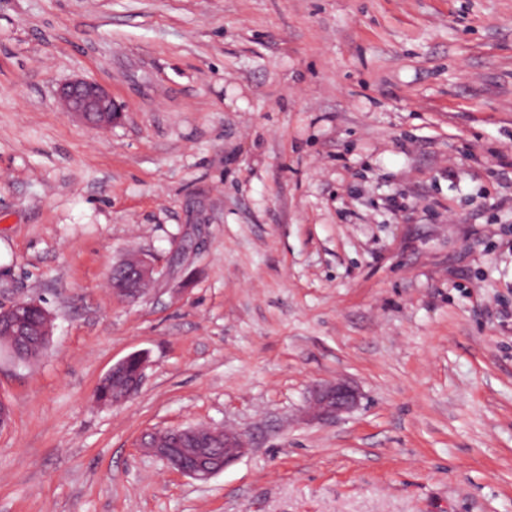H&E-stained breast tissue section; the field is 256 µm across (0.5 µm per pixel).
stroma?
<instances>
[{
    "instance_id": "stroma-1",
    "label": "stroma",
    "mask_w": 512,
    "mask_h": 512,
    "mask_svg": "<svg viewBox=\"0 0 512 512\" xmlns=\"http://www.w3.org/2000/svg\"><path fill=\"white\" fill-rule=\"evenodd\" d=\"M130 254L161 276L123 300ZM20 300L53 330L0 353V512H512V0H0ZM199 424L252 447L202 483L138 446ZM59 97L71 116L91 127H110L122 112L109 91L83 78L63 85ZM148 356L143 353H133L112 365L100 383L98 390L112 389V398L100 399L96 394V401L104 405H118L132 396L141 388L145 380V370L148 366ZM133 374L127 380L130 372ZM102 378V379H103ZM358 395L350 385L336 383H318L312 389L311 403L315 418L326 420L336 414L350 410L357 403Z\"/></svg>"
}]
</instances>
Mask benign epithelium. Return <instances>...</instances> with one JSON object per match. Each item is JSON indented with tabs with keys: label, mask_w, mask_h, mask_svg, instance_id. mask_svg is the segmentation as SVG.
<instances>
[{
	"label": "benign epithelium",
	"mask_w": 512,
	"mask_h": 512,
	"mask_svg": "<svg viewBox=\"0 0 512 512\" xmlns=\"http://www.w3.org/2000/svg\"><path fill=\"white\" fill-rule=\"evenodd\" d=\"M59 97L67 112L91 127H110L119 118L120 106L112 94L101 85L83 78L75 79L59 90ZM126 277L111 282L112 294L122 298H136L145 286L156 281L158 267L142 256L125 260L118 265ZM28 308L42 315L40 335L45 340L52 336V318L39 303L18 301L0 307V331L18 327L22 312ZM148 356L133 353L112 365L106 376L112 378V397L97 399L104 405H118L141 388L145 380ZM356 390L344 383H318L312 389L311 403L315 418L326 420L353 408L357 403ZM178 444L176 448H163L159 442L142 441L139 446L162 459L169 467L192 478L207 482L242 455L248 447L245 433L208 425L189 426L170 430Z\"/></svg>",
	"instance_id": "7a95c632"
}]
</instances>
